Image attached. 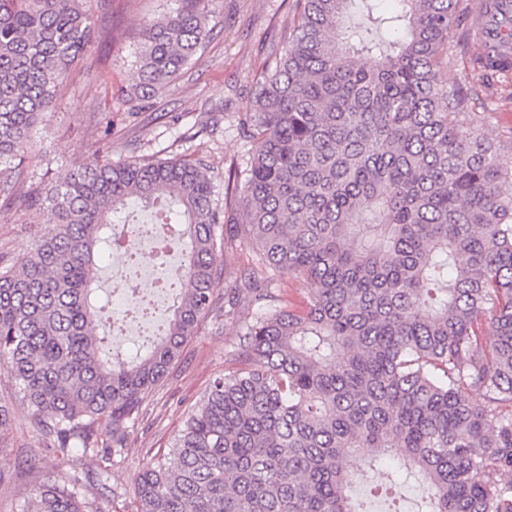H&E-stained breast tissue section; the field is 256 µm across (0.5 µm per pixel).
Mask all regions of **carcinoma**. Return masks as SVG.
<instances>
[{"label":"carcinoma","instance_id":"carcinoma-1","mask_svg":"<svg viewBox=\"0 0 512 512\" xmlns=\"http://www.w3.org/2000/svg\"><path fill=\"white\" fill-rule=\"evenodd\" d=\"M356 1L366 26L348 22ZM208 2L179 0L148 25L127 100L145 108L195 60ZM298 2L239 119L250 149L224 207L207 165L175 157L94 156L28 193L53 227L14 263L0 255V363L44 438L124 458L145 395L217 310L218 263L242 239L258 255L247 283L258 311L242 319L224 294L239 326L232 370L170 459L139 472L137 512H359L345 461L360 448L382 475L400 453L424 512H512V171L442 79L459 0H398L389 13L381 0ZM98 36L85 0H0L3 198L24 175L30 130ZM137 207L184 267L165 334L126 358L95 306L94 269ZM285 278L309 286L307 306L279 295L264 312ZM107 476L47 479L16 512H96L82 490Z\"/></svg>","mask_w":512,"mask_h":512}]
</instances>
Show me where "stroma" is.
<instances>
[{"instance_id":"stroma-1","label":"stroma","mask_w":512,"mask_h":512,"mask_svg":"<svg viewBox=\"0 0 512 512\" xmlns=\"http://www.w3.org/2000/svg\"><path fill=\"white\" fill-rule=\"evenodd\" d=\"M477 2L460 0L443 76L449 87L470 98L469 123L493 143L502 166L512 168V86L488 81L470 65L479 50ZM86 6L102 37L72 67L46 122L31 130L30 163L25 181L16 188L17 196L36 185L51 187L66 177L101 148L100 129L108 125L113 157L203 159L214 178L215 199L223 201L229 166L243 163L247 156L238 119L250 111L255 81L275 45L297 21L296 0H210L213 35L201 58L185 67L151 109L138 113L123 101L121 92L139 82L135 59L147 24L178 8L179 2L86 0ZM206 112L217 119L218 131L194 136L193 126ZM49 224V211L34 215L18 204H0V253L12 259L21 257L30 250L36 233ZM254 262L247 245L227 252L218 268L216 298L241 287ZM236 340L234 322L211 317L200 321L179 357L148 394L142 418L129 431L124 460L109 468L108 484L120 496H98L99 512H136L140 468L168 454L188 412L212 381L229 371L224 353ZM0 401L12 406V421L0 431V512H12L18 501L31 495L36 471L61 475L98 469V457L64 455L44 447L29 426V407L3 367Z\"/></svg>"}]
</instances>
